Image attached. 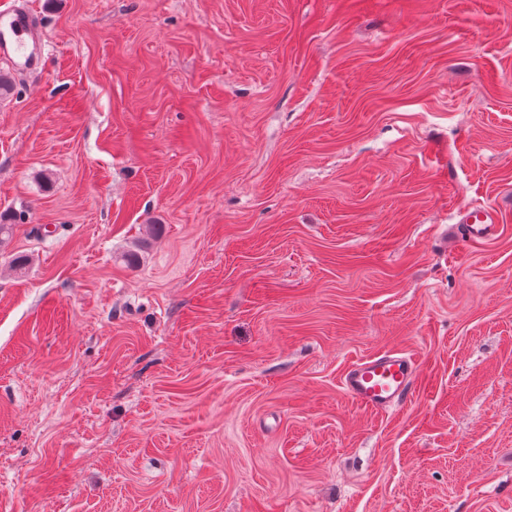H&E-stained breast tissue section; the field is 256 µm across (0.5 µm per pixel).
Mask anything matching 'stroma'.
<instances>
[{"mask_svg": "<svg viewBox=\"0 0 512 512\" xmlns=\"http://www.w3.org/2000/svg\"><path fill=\"white\" fill-rule=\"evenodd\" d=\"M17 5L0 512H512V0ZM0 54L28 71L43 68V49L34 34L33 18L16 10L0 12ZM499 228V208L483 207L462 213L451 234L457 242L480 244L496 237ZM414 374L411 357L385 352L354 362L343 373L341 385L360 407L383 412L409 394Z\"/></svg>", "mask_w": 512, "mask_h": 512, "instance_id": "1", "label": "stroma"}]
</instances>
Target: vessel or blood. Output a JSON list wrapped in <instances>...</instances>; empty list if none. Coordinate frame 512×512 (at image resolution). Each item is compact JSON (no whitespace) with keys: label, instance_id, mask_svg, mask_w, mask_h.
<instances>
[{"label":"vessel or blood","instance_id":"obj_1","mask_svg":"<svg viewBox=\"0 0 512 512\" xmlns=\"http://www.w3.org/2000/svg\"><path fill=\"white\" fill-rule=\"evenodd\" d=\"M0 56L11 59L24 70L43 68V49L34 34L33 19L16 11L0 12ZM499 232V210L483 207L461 214L451 228L456 241L480 244ZM415 364L411 357L385 352L354 362L341 377L347 395L360 407L383 412L399 404L409 394Z\"/></svg>","mask_w":512,"mask_h":512}]
</instances>
